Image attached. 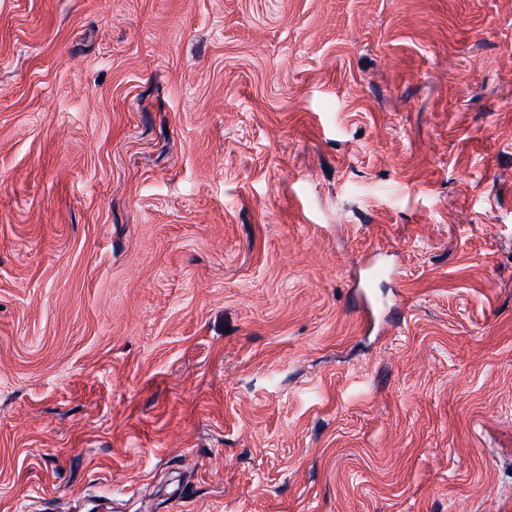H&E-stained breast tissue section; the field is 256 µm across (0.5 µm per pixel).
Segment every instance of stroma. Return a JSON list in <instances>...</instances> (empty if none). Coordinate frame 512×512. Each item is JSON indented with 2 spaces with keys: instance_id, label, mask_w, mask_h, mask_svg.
Here are the masks:
<instances>
[{
  "instance_id": "stroma-1",
  "label": "stroma",
  "mask_w": 512,
  "mask_h": 512,
  "mask_svg": "<svg viewBox=\"0 0 512 512\" xmlns=\"http://www.w3.org/2000/svg\"><path fill=\"white\" fill-rule=\"evenodd\" d=\"M0 512H512V0H0Z\"/></svg>"
}]
</instances>
